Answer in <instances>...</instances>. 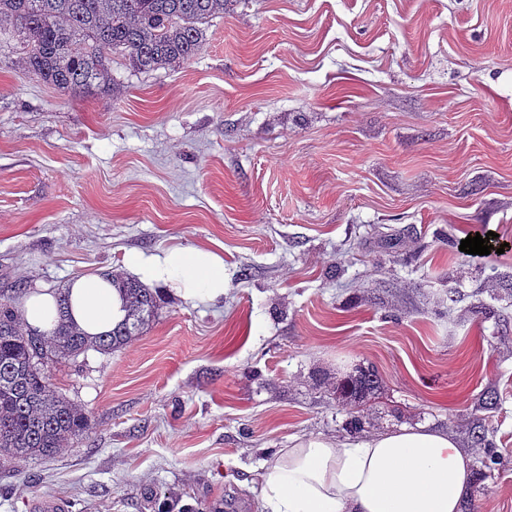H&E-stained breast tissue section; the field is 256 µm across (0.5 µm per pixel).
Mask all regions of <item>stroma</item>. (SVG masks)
<instances>
[{
	"label": "stroma",
	"mask_w": 512,
	"mask_h": 512,
	"mask_svg": "<svg viewBox=\"0 0 512 512\" xmlns=\"http://www.w3.org/2000/svg\"><path fill=\"white\" fill-rule=\"evenodd\" d=\"M22 55L0 35V294L171 247L221 254L227 289H157L141 335L46 364L90 429L0 466V512H259L262 460L345 437L359 366L365 435L476 458L487 430L462 512H512V250L459 249L512 238V0H229L193 59L113 57L90 97ZM380 378L374 369L356 368L351 374L346 375L336 384V399L338 402L353 404L357 411L351 412L346 420V427L350 433L362 430L363 413L367 405L380 393ZM370 406V405H369ZM357 414V415H356Z\"/></svg>",
	"instance_id": "stroma-1"
}]
</instances>
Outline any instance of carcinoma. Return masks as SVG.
I'll return each mask as SVG.
<instances>
[{"label":"carcinoma","instance_id":"carcinoma-1","mask_svg":"<svg viewBox=\"0 0 512 512\" xmlns=\"http://www.w3.org/2000/svg\"><path fill=\"white\" fill-rule=\"evenodd\" d=\"M226 0H0V28L23 44L22 63L37 80L94 96L112 86V56L137 71L176 67L199 51L206 20L224 14ZM124 294L128 320L95 340L61 319L47 334L22 328L10 298H0V458L47 457L89 429V418L49 383L42 363L107 353L139 335L154 316L156 297L135 279L112 276ZM380 378L359 367L336 384V399L354 405L349 431L362 430Z\"/></svg>","mask_w":512,"mask_h":512}]
</instances>
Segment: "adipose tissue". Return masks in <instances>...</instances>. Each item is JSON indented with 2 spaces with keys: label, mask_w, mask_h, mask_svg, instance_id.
<instances>
[{
  "label": "adipose tissue",
  "mask_w": 512,
  "mask_h": 512,
  "mask_svg": "<svg viewBox=\"0 0 512 512\" xmlns=\"http://www.w3.org/2000/svg\"><path fill=\"white\" fill-rule=\"evenodd\" d=\"M139 279L183 301L224 297L223 257L211 250L172 247L127 259ZM67 308L51 290L33 287L16 307L26 328L51 333L68 317L87 336L111 332L128 315L110 276L73 278ZM261 512H461L474 477L472 459L441 430L410 429L355 440L294 438L260 465Z\"/></svg>",
  "instance_id": "1"
}]
</instances>
